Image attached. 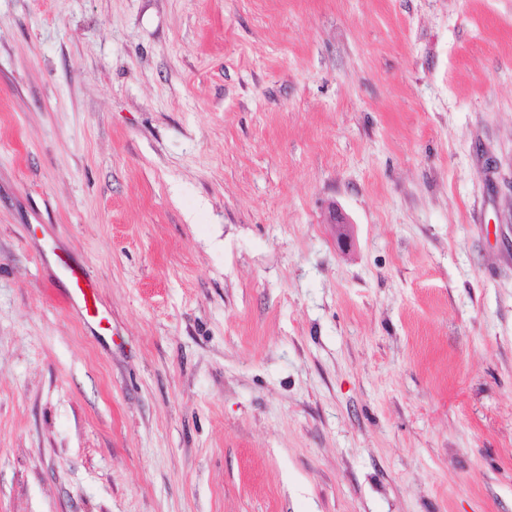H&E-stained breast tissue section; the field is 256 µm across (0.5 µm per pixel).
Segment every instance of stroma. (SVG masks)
<instances>
[{
	"mask_svg": "<svg viewBox=\"0 0 512 512\" xmlns=\"http://www.w3.org/2000/svg\"><path fill=\"white\" fill-rule=\"evenodd\" d=\"M0 512H512V0H0ZM70 292L69 300L79 302L81 307L89 314L91 306L95 304L91 288L90 280L73 270L70 272Z\"/></svg>",
	"mask_w": 512,
	"mask_h": 512,
	"instance_id": "stroma-1",
	"label": "stroma"
}]
</instances>
